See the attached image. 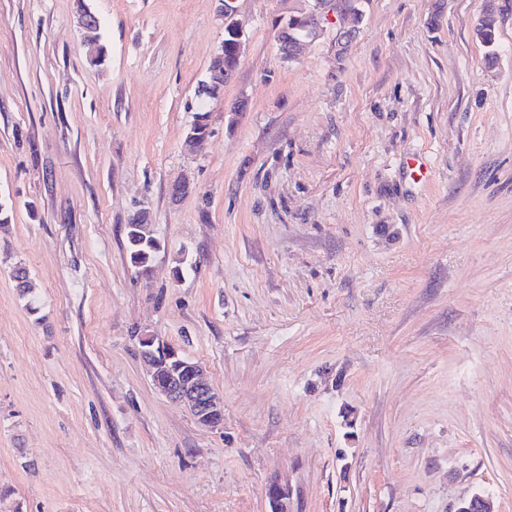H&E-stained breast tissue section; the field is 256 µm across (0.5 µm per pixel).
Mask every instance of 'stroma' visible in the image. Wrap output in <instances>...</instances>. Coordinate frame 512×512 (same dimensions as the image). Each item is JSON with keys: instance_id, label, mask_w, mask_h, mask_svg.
Listing matches in <instances>:
<instances>
[{"instance_id": "obj_1", "label": "stroma", "mask_w": 512, "mask_h": 512, "mask_svg": "<svg viewBox=\"0 0 512 512\" xmlns=\"http://www.w3.org/2000/svg\"><path fill=\"white\" fill-rule=\"evenodd\" d=\"M85 2L99 65L76 0H0V512H271L273 480L292 512H512V0L492 66L487 0H363L346 53L329 22L292 61L304 0H236L216 99L219 0ZM144 333L207 372L219 428L154 388ZM221 2L220 16L224 20L225 28L227 27L229 32L224 28V42L221 44L217 53L214 56L215 61H224V66L220 64L216 65L214 62H210L208 67V80L204 81L203 88L204 94L209 98L216 99L220 91L224 87V83H227V77L224 76V67L227 71L235 73L238 65V59L235 55V51L238 57L241 56L245 46L247 38V29L245 22L237 18V10L233 5L236 0H219ZM232 34V37H231ZM235 40V49H234ZM219 68V73H214L211 69ZM210 118L211 112L209 111L196 112L194 120L185 136L186 145L193 147L198 141L211 134ZM142 214L134 216L125 226L127 253L131 264L148 273L151 264L160 251V240L153 234L150 224H144ZM265 496L269 500L271 512H291L288 484L279 481L269 483L265 488Z\"/></svg>"}]
</instances>
